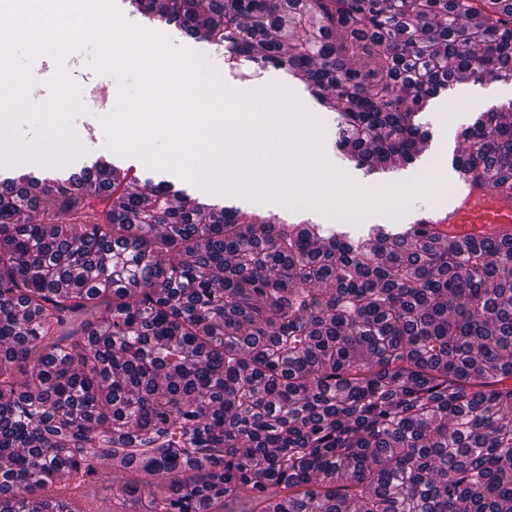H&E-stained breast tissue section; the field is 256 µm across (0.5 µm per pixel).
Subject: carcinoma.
Instances as JSON below:
<instances>
[{
	"mask_svg": "<svg viewBox=\"0 0 512 512\" xmlns=\"http://www.w3.org/2000/svg\"><path fill=\"white\" fill-rule=\"evenodd\" d=\"M126 2L298 76L378 174L440 91L512 79V0ZM461 136L512 200V121ZM109 168L40 224L0 185V512H80L51 490L100 462L139 512H512V237L342 239Z\"/></svg>",
	"mask_w": 512,
	"mask_h": 512,
	"instance_id": "1",
	"label": "carcinoma"
}]
</instances>
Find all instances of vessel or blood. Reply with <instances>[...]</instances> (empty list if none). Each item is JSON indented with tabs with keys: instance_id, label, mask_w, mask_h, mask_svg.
<instances>
[{
	"instance_id": "obj_1",
	"label": "vessel or blood",
	"mask_w": 512,
	"mask_h": 512,
	"mask_svg": "<svg viewBox=\"0 0 512 512\" xmlns=\"http://www.w3.org/2000/svg\"><path fill=\"white\" fill-rule=\"evenodd\" d=\"M453 189L446 210L424 201L411 207L413 221L434 227H449L461 237L476 235L486 230L496 235L512 234V202L493 195L491 189L477 187L462 167L453 169Z\"/></svg>"
}]
</instances>
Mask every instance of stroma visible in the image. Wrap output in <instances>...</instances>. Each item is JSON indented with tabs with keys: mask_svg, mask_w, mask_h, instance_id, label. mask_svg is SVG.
I'll return each instance as SVG.
<instances>
[{
	"mask_svg": "<svg viewBox=\"0 0 512 512\" xmlns=\"http://www.w3.org/2000/svg\"><path fill=\"white\" fill-rule=\"evenodd\" d=\"M181 37V36H180ZM182 48L204 55L216 68L223 81L238 90H259L278 83L289 89L304 107L320 119L325 127L322 149L325 158L333 166H340L337 150L338 127L337 114L324 107L308 91L305 83L288 73L287 70L266 67L254 70L251 63L240 61L228 63L224 49L217 44L189 36L181 37ZM91 51L77 48L69 51L63 60L49 53L37 55L31 62L30 70L36 83L30 96L33 101L42 102L49 98L51 89L49 80L57 70H65L68 77L83 92V103L87 108L84 115L77 117L76 129L87 147L86 153L60 166H44L35 162H22L18 167L0 166V181L13 178L15 170H28L40 178L66 179L68 174L92 166L104 148L105 131L102 124L104 116L112 110L113 74L95 70L91 64ZM466 99L472 104L470 110L461 112L453 122H446L445 113L449 102ZM512 102V79L488 82H466L454 85L451 90L440 93L431 100L427 112L422 117L429 131L427 140L421 143L420 152L415 161L394 166L387 173L379 175L368 172L366 168L347 166V173L365 187L372 185H390L405 187L413 178L422 176L429 169H436L441 179H448L452 172L451 160L464 146L460 135L462 128L472 124L479 113ZM120 164L129 169L137 179L138 187L159 183L171 185L173 190L218 208H233L243 211L271 213L286 223L308 221L322 225L326 232L341 233L355 240L367 236L376 224H397L407 212L406 206H399L394 213H378L366 220L345 221L333 214H322L311 208H290L276 200L253 201L239 195H226L206 190L187 182L173 173L152 171L134 157H120ZM123 474L113 471L111 465H99L94 474L78 478L71 485L56 489L58 497L76 501L83 512H121L120 500L113 496L114 486L124 482Z\"/></svg>",
	"mask_w": 512,
	"mask_h": 512,
	"instance_id": "stroma-1",
	"label": "stroma"
}]
</instances>
